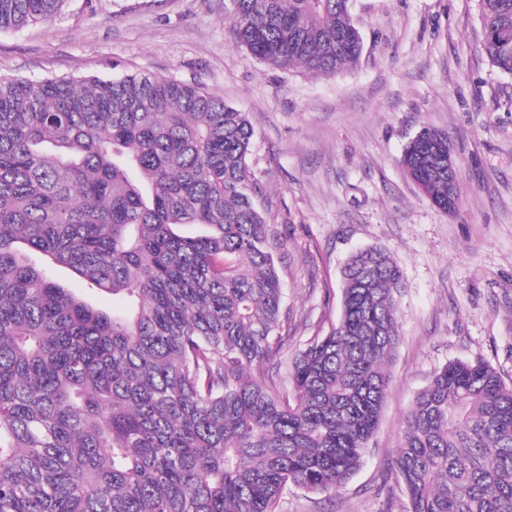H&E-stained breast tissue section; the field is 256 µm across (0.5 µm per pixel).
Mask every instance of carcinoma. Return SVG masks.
<instances>
[{
  "label": "carcinoma",
  "instance_id": "cac0c4a2",
  "mask_svg": "<svg viewBox=\"0 0 512 512\" xmlns=\"http://www.w3.org/2000/svg\"><path fill=\"white\" fill-rule=\"evenodd\" d=\"M65 2L0 0V30ZM349 2L234 0L225 25L265 64L328 77L362 51ZM480 19L512 74V0H480ZM252 138L245 113L167 77L0 78V512H284L288 485L334 498L358 471L403 274L382 248L352 255L337 324L281 374ZM402 162L448 202L446 133L422 129ZM392 470L403 512H512V384L481 359L441 368Z\"/></svg>",
  "mask_w": 512,
  "mask_h": 512
}]
</instances>
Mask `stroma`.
Returning <instances> with one entry per match:
<instances>
[{
    "label": "stroma",
    "instance_id": "1",
    "mask_svg": "<svg viewBox=\"0 0 512 512\" xmlns=\"http://www.w3.org/2000/svg\"><path fill=\"white\" fill-rule=\"evenodd\" d=\"M350 7L362 53L333 77L274 69L235 46L233 0H67L52 20L0 31L3 77L166 76L247 113L294 347L338 321L352 253L378 245L402 269L401 336L364 463L331 501L289 486L288 512H383L376 488L404 416L444 365L479 358L512 382V75L482 49L479 0ZM425 127L454 148L451 213L401 164Z\"/></svg>",
    "mask_w": 512,
    "mask_h": 512
}]
</instances>
